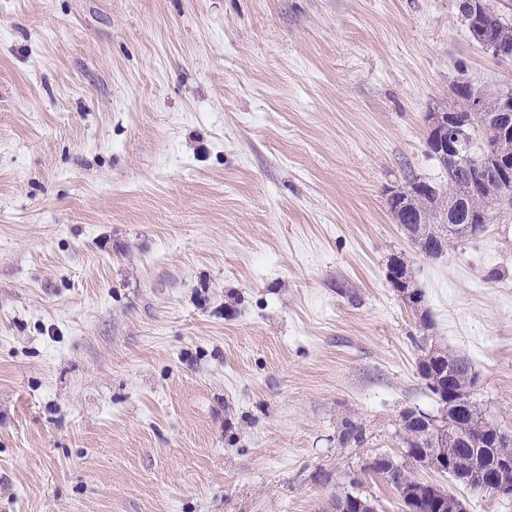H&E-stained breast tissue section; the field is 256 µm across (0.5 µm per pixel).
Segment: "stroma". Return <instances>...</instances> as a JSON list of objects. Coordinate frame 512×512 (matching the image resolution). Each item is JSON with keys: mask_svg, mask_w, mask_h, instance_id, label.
Wrapping results in <instances>:
<instances>
[{"mask_svg": "<svg viewBox=\"0 0 512 512\" xmlns=\"http://www.w3.org/2000/svg\"><path fill=\"white\" fill-rule=\"evenodd\" d=\"M462 75L457 0H0V512H401L433 340L512 435V207L431 259L387 206ZM399 268L403 269L404 272L407 273V275L410 278L411 288L415 296L417 297V300L419 301V304L423 302L424 293L421 288H418L415 284V280L412 279V277L408 274L407 267L402 259L400 257H394L392 260ZM395 265H391V270L389 271V279L390 282L393 284L397 291L400 293L401 297L408 303L412 304L415 308L419 307V304H415V297L412 294V291L408 289H404L407 286V277L402 276L401 270ZM395 271V273L391 271ZM352 494L356 495L357 498L353 502V505H351L349 508L347 502H345V501L341 502V501L343 499H346L348 501V503H350V496ZM363 504H370L373 506V508L363 507ZM337 505H338V509H337L338 512H349L348 508L352 512H377V509L380 506L379 503L373 497H369L367 495H362V493H360L359 491L358 492L347 491V492L337 495L336 503L334 504V506H336V508H337Z\"/></svg>", "mask_w": 512, "mask_h": 512, "instance_id": "35a3bbf8", "label": "stroma"}]
</instances>
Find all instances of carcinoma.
Masks as SVG:
<instances>
[{
  "mask_svg": "<svg viewBox=\"0 0 512 512\" xmlns=\"http://www.w3.org/2000/svg\"><path fill=\"white\" fill-rule=\"evenodd\" d=\"M458 9L465 21L472 19L488 25L494 36L512 44V26L503 16L486 15L482 0H458ZM481 93L485 108L473 115L474 123L486 136L492 137L488 116L496 111V97L499 89L482 86ZM432 157L448 177V186L435 187L429 183L413 181L409 187L422 186V191L411 199L407 210L415 221L421 223L427 241L422 250L431 258L440 257L456 240L475 239L486 232V223L480 216L496 205L509 206L512 195L498 194L495 189L484 187L473 181V165L483 157V140L474 136L458 144L459 160L451 162L437 155L432 141H427ZM454 200L458 208L450 220L439 215L435 204ZM418 371L425 380L427 389L435 396L439 405L448 406V394H460L470 390L476 381L470 361L455 354L446 347L432 345L419 358ZM432 416L424 412L408 410L402 414L401 440L404 461H393L383 466L375 459L370 460L367 469L380 475L397 492L403 505L402 512H453L457 498L443 487L419 478L418 470L424 468L444 473L458 484H465L470 490L480 491L483 487L484 471L497 452H512V444L499 442L494 446L495 425L490 423L475 402L458 414L448 413V427L441 438L446 452L440 457L428 456V450L435 443L428 439L431 434L429 420ZM365 441L361 423L354 417H345L341 422L339 442L343 445H360ZM379 503L360 492L350 506V512H377Z\"/></svg>",
  "mask_w": 512,
  "mask_h": 512,
  "instance_id": "obj_1",
  "label": "carcinoma"
}]
</instances>
